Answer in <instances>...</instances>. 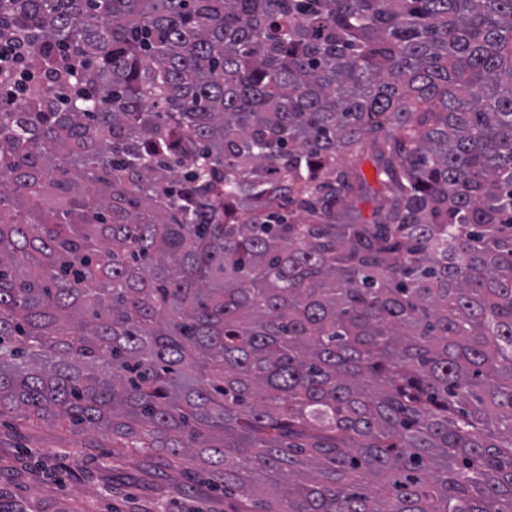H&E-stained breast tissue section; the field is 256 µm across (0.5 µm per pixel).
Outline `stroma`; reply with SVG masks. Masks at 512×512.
<instances>
[{"label":"stroma","instance_id":"obj_1","mask_svg":"<svg viewBox=\"0 0 512 512\" xmlns=\"http://www.w3.org/2000/svg\"><path fill=\"white\" fill-rule=\"evenodd\" d=\"M0 512H224V492L111 433L2 415Z\"/></svg>","mask_w":512,"mask_h":512}]
</instances>
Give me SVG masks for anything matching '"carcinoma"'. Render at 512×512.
<instances>
[{"label": "carcinoma", "mask_w": 512, "mask_h": 512, "mask_svg": "<svg viewBox=\"0 0 512 512\" xmlns=\"http://www.w3.org/2000/svg\"><path fill=\"white\" fill-rule=\"evenodd\" d=\"M11 32L0 415L229 512H512V0H0Z\"/></svg>", "instance_id": "cac0c4a2"}]
</instances>
